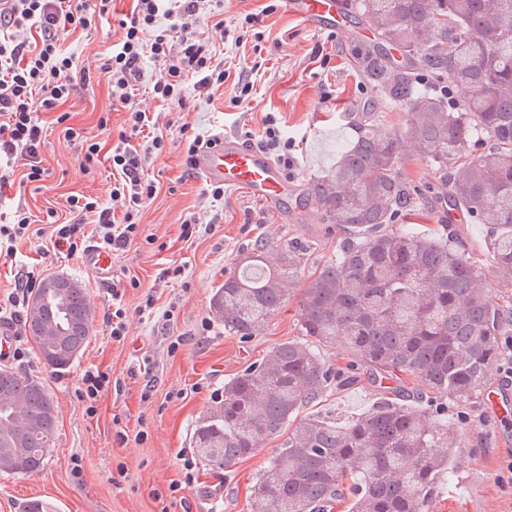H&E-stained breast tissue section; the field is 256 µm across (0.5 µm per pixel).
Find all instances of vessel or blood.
<instances>
[{"mask_svg": "<svg viewBox=\"0 0 512 512\" xmlns=\"http://www.w3.org/2000/svg\"><path fill=\"white\" fill-rule=\"evenodd\" d=\"M288 12L316 30H343L349 18L347 0H284ZM199 173L210 182L223 184L228 190H244L263 204L275 209L285 203L295 184L268 156L240 143L232 136H219L217 142L206 148L198 158ZM85 266L94 271L100 282H110L112 254L93 246L83 257ZM19 342L18 326L9 320H0V362L12 361Z\"/></svg>", "mask_w": 512, "mask_h": 512, "instance_id": "b4317fda", "label": "vessel or blood"}]
</instances>
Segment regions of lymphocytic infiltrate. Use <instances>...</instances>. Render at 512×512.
I'll return each mask as SVG.
<instances>
[{
	"instance_id": "1",
	"label": "lymphocytic infiltrate",
	"mask_w": 512,
	"mask_h": 512,
	"mask_svg": "<svg viewBox=\"0 0 512 512\" xmlns=\"http://www.w3.org/2000/svg\"><path fill=\"white\" fill-rule=\"evenodd\" d=\"M208 2L136 0L131 15L119 20L123 37L113 45L99 71L112 88L113 105L127 112L128 128L121 132L111 156L117 174L111 198L121 203L123 219L114 221L110 208L99 198L70 197L71 218L55 225L53 249L70 255L80 252L90 218L95 221L101 246L117 250L139 235L136 217L155 193L144 166L151 155L164 149L150 113L136 103L137 87L145 78L143 64L148 59L163 63L152 93L171 106L185 105L188 90L223 84L222 63L214 60L208 42L196 34ZM111 6L112 0H0V156L23 157L27 183H42L48 175L39 160L44 133L40 113L65 103L75 80L90 76L61 42L59 33L95 27L106 19ZM27 26L39 29V41L21 38ZM255 146L275 155L286 168H293L297 161L295 143L284 137L275 113H266Z\"/></svg>"
}]
</instances>
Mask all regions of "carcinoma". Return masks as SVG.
Segmentation results:
<instances>
[{
    "mask_svg": "<svg viewBox=\"0 0 512 512\" xmlns=\"http://www.w3.org/2000/svg\"><path fill=\"white\" fill-rule=\"evenodd\" d=\"M354 9L376 37L354 48V66L384 106L404 110V125L390 128L384 112L361 113L336 164L311 185L310 201L345 237L305 287L300 337L224 383L195 425L194 448L206 465L226 468L353 383L357 371L380 391L371 411L344 425L327 414L302 420L256 476L252 512H332L345 497L351 512H426L455 475L443 429L448 400L478 398L500 337L512 336V304L492 303L481 288L486 259L512 282V0H354ZM431 79L471 95L460 103ZM409 147L438 184L403 177ZM444 192L448 209L492 229L485 258L448 228L426 233L415 223ZM308 249L259 240L240 254L211 297L224 331L251 339L288 300L284 284ZM70 282L53 313L25 309L26 332L56 372L75 362L90 333L86 289ZM338 340L351 354L349 373L320 353ZM56 433L44 385L0 368V474L40 469Z\"/></svg>",
    "mask_w": 512,
    "mask_h": 512,
    "instance_id": "carcinoma-1",
    "label": "carcinoma"
}]
</instances>
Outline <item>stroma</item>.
<instances>
[{
  "instance_id": "obj_1",
  "label": "stroma",
  "mask_w": 512,
  "mask_h": 512,
  "mask_svg": "<svg viewBox=\"0 0 512 512\" xmlns=\"http://www.w3.org/2000/svg\"><path fill=\"white\" fill-rule=\"evenodd\" d=\"M132 7L133 0H112L108 20L65 34V47L91 65L90 80L76 84L63 104L67 125L57 124L56 113L39 115L44 125L40 158L49 171L43 188L23 185L24 161L19 158L11 170L12 187L0 191V225L15 222L20 209L42 223L39 233L15 244L11 256L0 257V299L33 271L78 279L94 311L88 345L66 372L46 368L33 339L21 338L27 357L15 369L44 384L58 407V432L41 470L0 475V512H23L30 500L53 512H251L255 476L280 439L226 469L196 465L193 485L182 499L171 498L169 486L184 479L183 457L193 449L195 424L212 406L213 392L277 344L298 337L306 281L335 256L344 232L326 223L303 194L283 210L260 206L241 191H226L223 201H212L209 183L185 172L182 133L209 137L224 132L250 140L260 134L265 114L277 113L284 134L297 146L298 163L291 174L305 188L335 164L352 121L381 107L348 54L351 46L371 39L368 22L357 19L348 31L321 32L290 15L283 0H213L200 30L226 70L223 85L188 91L181 109L144 91L136 97L157 116L165 148L145 168L156 191L138 214L141 236L112 254L114 279L127 287L128 313V333L114 341L106 323L111 285L100 284L83 267L81 255L48 251L51 228L44 219L50 209L68 218L72 195L110 201L113 176L107 157L125 128V112L113 109L111 89L98 68L122 35L119 18ZM258 12L263 15L259 29L246 27L245 16ZM218 22L234 31V38L221 39L214 28ZM245 79L254 84L251 97L234 103ZM68 125L96 138L100 162L85 164L83 142L66 136ZM191 216L200 228L186 242L180 226ZM290 238L306 241L310 251L299 277L287 285L288 301L252 339L240 342L213 319L210 298L255 240L276 245ZM175 266L181 267L180 276L169 275ZM133 278L138 287H130ZM148 294L155 300L153 312L139 314ZM174 341L179 348L172 353L168 347ZM91 366L107 371L111 380L92 415L77 396L81 374ZM375 394L362 377L328 392L300 415L329 412L343 422L369 411ZM447 424L457 445L456 477L441 487L428 512H512V488L500 483L512 462V413H497L481 399L451 406ZM141 430L146 436L140 441L136 434Z\"/></svg>"
}]
</instances>
